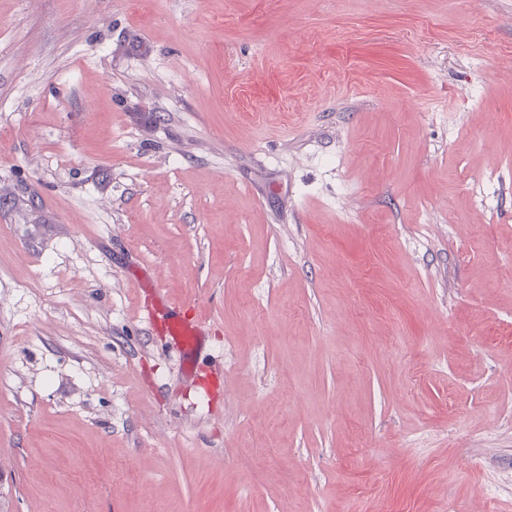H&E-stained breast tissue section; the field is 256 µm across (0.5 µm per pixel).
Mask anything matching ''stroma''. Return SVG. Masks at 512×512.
I'll list each match as a JSON object with an SVG mask.
<instances>
[{
	"mask_svg": "<svg viewBox=\"0 0 512 512\" xmlns=\"http://www.w3.org/2000/svg\"><path fill=\"white\" fill-rule=\"evenodd\" d=\"M453 503L512 512V0H0V512ZM170 336L178 339L187 352H191L204 335L203 323L191 319H170L167 324Z\"/></svg>",
	"mask_w": 512,
	"mask_h": 512,
	"instance_id": "1",
	"label": "stroma"
}]
</instances>
